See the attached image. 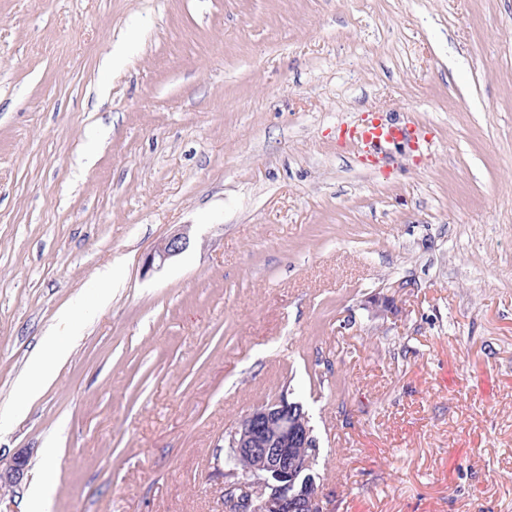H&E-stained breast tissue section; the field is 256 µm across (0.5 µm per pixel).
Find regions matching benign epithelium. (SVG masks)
I'll return each instance as SVG.
<instances>
[{
	"mask_svg": "<svg viewBox=\"0 0 512 512\" xmlns=\"http://www.w3.org/2000/svg\"><path fill=\"white\" fill-rule=\"evenodd\" d=\"M187 247V233L177 232L156 244L146 255L144 271L160 268ZM306 414H296L288 396L259 405L234 427L233 453L251 463L246 479L228 487L233 496L226 512H324L320 494H308L298 475L312 469V427ZM29 461L27 449L10 459L0 458V487H14Z\"/></svg>",
	"mask_w": 512,
	"mask_h": 512,
	"instance_id": "obj_1",
	"label": "benign epithelium"
}]
</instances>
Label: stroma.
I'll list each match as a JSON object with an SVG mask.
<instances>
[{"mask_svg": "<svg viewBox=\"0 0 512 512\" xmlns=\"http://www.w3.org/2000/svg\"><path fill=\"white\" fill-rule=\"evenodd\" d=\"M287 390L329 512H512V0H0V512L49 446L50 512H224ZM345 136L358 144L368 155L380 151L383 145L407 136V132L397 126L383 122L372 115L367 121L346 129ZM187 233L177 232L161 240L146 255L143 262V269L148 272L152 269L161 268L164 264L175 256L183 252L188 243ZM71 352V340L61 336H47L39 350L31 356L28 375L18 386L19 400L22 404L36 398L50 375L49 366L67 360ZM28 461L29 452L26 448L17 451L6 462L0 457V487L17 486L24 477Z\"/></svg>", "mask_w": 512, "mask_h": 512, "instance_id": "35a3bbf8", "label": "stroma"}]
</instances>
